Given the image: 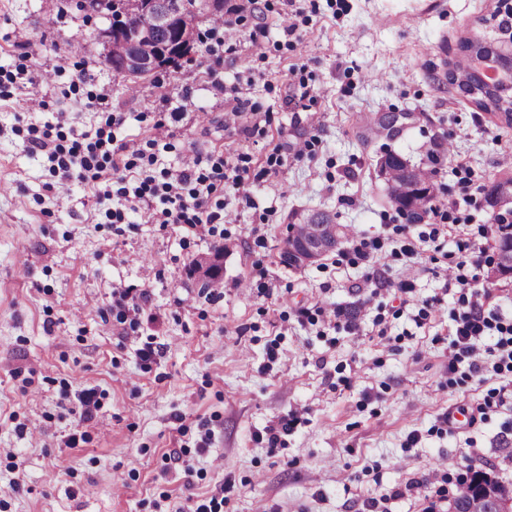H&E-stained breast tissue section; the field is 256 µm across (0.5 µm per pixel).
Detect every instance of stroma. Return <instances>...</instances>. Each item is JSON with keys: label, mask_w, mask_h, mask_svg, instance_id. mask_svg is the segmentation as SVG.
<instances>
[{"label": "stroma", "mask_w": 512, "mask_h": 512, "mask_svg": "<svg viewBox=\"0 0 512 512\" xmlns=\"http://www.w3.org/2000/svg\"><path fill=\"white\" fill-rule=\"evenodd\" d=\"M56 2L0 0V512L214 498L223 512H362L370 498L449 512L448 484L471 470L512 484V399L499 398L512 370L492 336L477 344L483 373L450 362L448 263L470 242L496 265L491 210L467 201L503 172L512 128L449 84L445 63L490 31L499 0H224L223 31L199 24L191 60L135 82L105 62L103 15ZM377 112L407 113L405 128L361 145L356 120ZM160 122L170 135L150 174L220 155L243 178L225 186L214 234L144 208L113 223L111 182L65 179L29 148L47 127L63 147L106 127L142 144ZM438 135L454 147L439 204L469 222L433 240L434 216L405 223L372 162L390 149L419 163ZM313 210L376 242L373 258L347 238L282 265L292 214ZM212 257L223 271L205 290L195 265ZM127 288L148 297L120 300ZM450 412L477 422L443 423Z\"/></svg>", "instance_id": "35a3bbf8"}]
</instances>
